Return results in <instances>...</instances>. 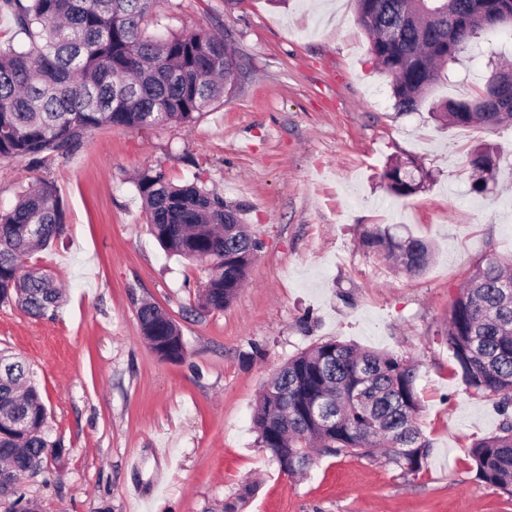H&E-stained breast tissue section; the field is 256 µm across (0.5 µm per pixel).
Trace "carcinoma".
Here are the masks:
<instances>
[{"mask_svg": "<svg viewBox=\"0 0 512 512\" xmlns=\"http://www.w3.org/2000/svg\"><path fill=\"white\" fill-rule=\"evenodd\" d=\"M159 0H0L27 43L0 44V158L39 162L64 154L101 126L135 131L189 125L237 79L240 62L224 34L199 30L144 35ZM370 51L391 79L395 108L411 112L480 32L500 25L512 0H356ZM403 24L396 36L388 26ZM437 121L451 126L512 125V89L489 76L474 100H450ZM471 190L487 191L498 156L471 152ZM385 190L408 198L421 188L410 165L390 160L380 174ZM135 186L150 233L169 256L205 263L208 276L198 308L222 311L244 285L262 248L240 230L238 210L195 184L174 185L161 171L145 170ZM56 189L40 181L0 213V303L28 315H53L63 292L50 275L25 266L63 230ZM363 246L395 259L409 274L432 260L429 242L398 239L377 227ZM144 340L172 363L185 358L180 328L154 302L137 310ZM466 386L491 397L502 420L499 433L472 445L479 481L512 496V266L495 256L479 261L457 289L443 334ZM30 365L0 352V499L16 494L19 476L39 471L61 444L49 437L47 408ZM417 365L402 357L330 340L291 358L264 387L254 415L256 446L279 470L306 472L315 456L374 455L406 474L420 471L430 443L417 423Z\"/></svg>", "mask_w": 512, "mask_h": 512, "instance_id": "1", "label": "carcinoma"}]
</instances>
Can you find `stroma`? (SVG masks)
Returning a JSON list of instances; mask_svg holds the SVG:
<instances>
[{
  "label": "stroma",
  "mask_w": 512,
  "mask_h": 512,
  "mask_svg": "<svg viewBox=\"0 0 512 512\" xmlns=\"http://www.w3.org/2000/svg\"><path fill=\"white\" fill-rule=\"evenodd\" d=\"M223 32L243 72L195 123L100 127L64 156L0 158V212L46 180L64 207L62 235L27 260L64 290L55 316L0 303V350L31 365L61 460L19 479L33 512H512L479 483L471 445L496 433L492 400L473 393L442 336L448 304L473 265L512 259V126H438L448 100L474 99L512 62V24L482 32L418 110L397 112L369 53L355 0H161L148 34ZM499 156L485 193L468 154ZM412 159L419 192L389 195L386 162ZM145 169L196 183L239 209L263 247L235 300L198 314L206 273L167 256L133 183ZM390 228L428 241L419 275L367 251ZM160 305L186 344L162 360L142 338L141 301ZM339 340L416 362L421 470L385 458H320L279 471L255 445L253 414L289 358ZM253 486L245 494V486Z\"/></svg>",
  "instance_id": "1"
}]
</instances>
